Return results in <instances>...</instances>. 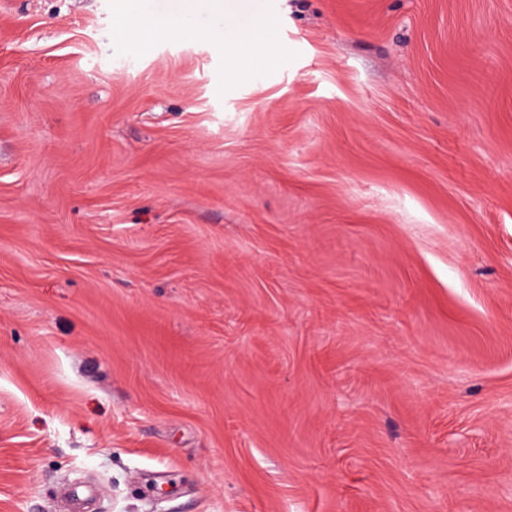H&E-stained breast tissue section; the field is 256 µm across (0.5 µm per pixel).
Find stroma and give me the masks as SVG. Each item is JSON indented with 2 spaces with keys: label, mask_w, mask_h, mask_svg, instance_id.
<instances>
[{
  "label": "stroma",
  "mask_w": 512,
  "mask_h": 512,
  "mask_svg": "<svg viewBox=\"0 0 512 512\" xmlns=\"http://www.w3.org/2000/svg\"><path fill=\"white\" fill-rule=\"evenodd\" d=\"M222 2L0 0V512H512V0Z\"/></svg>",
  "instance_id": "1"
}]
</instances>
